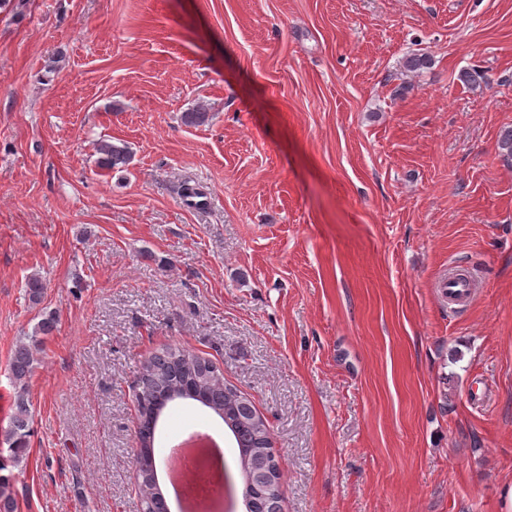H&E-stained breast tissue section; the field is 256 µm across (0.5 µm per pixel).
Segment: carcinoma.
Returning <instances> with one entry per match:
<instances>
[{"label": "carcinoma", "mask_w": 512, "mask_h": 512, "mask_svg": "<svg viewBox=\"0 0 512 512\" xmlns=\"http://www.w3.org/2000/svg\"><path fill=\"white\" fill-rule=\"evenodd\" d=\"M430 57L425 53L410 54L402 61L406 72L429 67ZM210 113L202 106L183 113L187 126H200L209 121ZM97 166L101 169H122L129 166L132 151L125 145L102 141L96 147ZM57 320L48 313L34 326L31 334L21 338L12 351L9 375L14 387L12 412L7 428L3 430L8 443V454L0 451V471L20 468L27 459L31 418L28 382L39 361L44 339L52 335ZM190 399L212 410L231 431L238 448L242 474H247L251 457L263 452L267 455L273 481L267 485L243 483L242 497L247 512H272L274 502L283 499L281 457L266 446L270 438L264 420L252 402L235 388L224 384V376L209 360L188 350L166 348L149 356L142 365L136 401L139 404V441L143 451L138 459L137 486L141 501L150 503L154 512H166L161 496L154 437L162 409L171 402ZM15 498L9 481L0 480V512H15Z\"/></svg>", "instance_id": "carcinoma-1"}]
</instances>
